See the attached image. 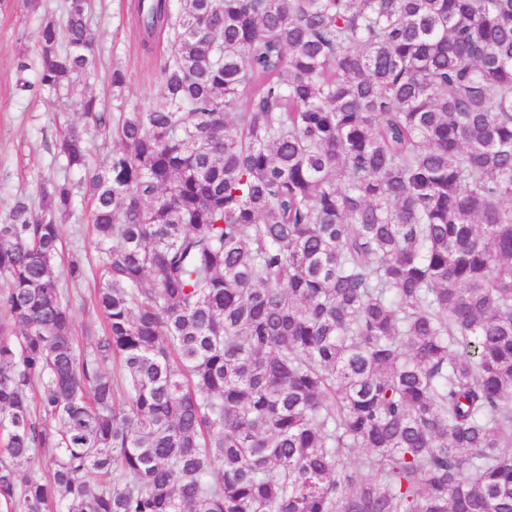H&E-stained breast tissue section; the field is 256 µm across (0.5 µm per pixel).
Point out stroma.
I'll use <instances>...</instances> for the list:
<instances>
[{
    "mask_svg": "<svg viewBox=\"0 0 512 512\" xmlns=\"http://www.w3.org/2000/svg\"><path fill=\"white\" fill-rule=\"evenodd\" d=\"M57 0H40L30 8L25 0H10L0 10V218L8 214L16 197L24 196L41 206L39 184L62 174L54 158L53 144L62 127L82 125L81 100L96 96L104 107L112 105V90L106 73L112 65L128 73L126 98L130 105L148 107L160 91V79L151 58L141 49V36L130 12L133 0H101L93 20L99 52L98 71L80 79L64 98L42 95L18 97L14 90L20 56H34L36 26L53 13ZM90 205L76 199L74 212L61 222L62 255L59 275H66L71 255H80L95 266L98 249L87 220Z\"/></svg>",
    "mask_w": 512,
    "mask_h": 512,
    "instance_id": "1",
    "label": "stroma"
}]
</instances>
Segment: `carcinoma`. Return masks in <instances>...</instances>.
Instances as JSON below:
<instances>
[{"label": "carcinoma", "instance_id": "cac0c4a2", "mask_svg": "<svg viewBox=\"0 0 512 512\" xmlns=\"http://www.w3.org/2000/svg\"><path fill=\"white\" fill-rule=\"evenodd\" d=\"M41 19L20 97L95 64ZM161 90L0 222L4 512H512V0H134ZM90 202L100 333L60 220ZM363 448L366 456L353 454Z\"/></svg>", "mask_w": 512, "mask_h": 512}]
</instances>
